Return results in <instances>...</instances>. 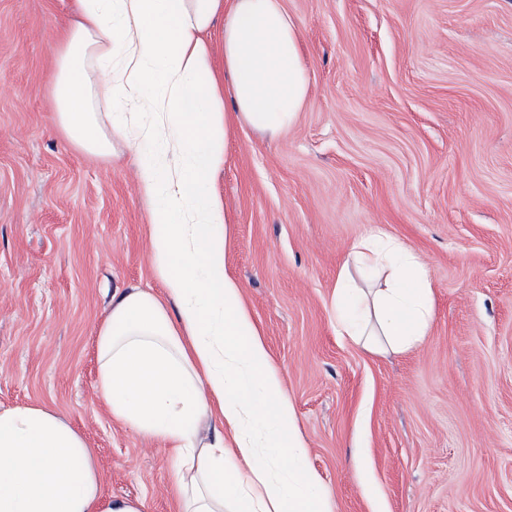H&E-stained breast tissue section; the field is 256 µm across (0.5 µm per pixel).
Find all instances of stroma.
<instances>
[{
	"mask_svg": "<svg viewBox=\"0 0 512 512\" xmlns=\"http://www.w3.org/2000/svg\"><path fill=\"white\" fill-rule=\"evenodd\" d=\"M310 82L288 133H229L214 187L228 266L335 512H512V0H285ZM72 0H0V405L86 439L107 499L174 512L163 442L112 420L94 338L115 290L156 286L139 157L92 160L54 120ZM425 263L424 343L340 333L336 275L368 225Z\"/></svg>",
	"mask_w": 512,
	"mask_h": 512,
	"instance_id": "35a3bbf8",
	"label": "stroma"
}]
</instances>
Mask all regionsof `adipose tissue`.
<instances>
[{
    "label": "adipose tissue",
    "mask_w": 512,
    "mask_h": 512,
    "mask_svg": "<svg viewBox=\"0 0 512 512\" xmlns=\"http://www.w3.org/2000/svg\"><path fill=\"white\" fill-rule=\"evenodd\" d=\"M54 45L55 123L70 146L142 153L159 289L116 291L96 336V391L113 420L166 444L180 512H335L305 463L294 405L226 264L227 218L212 177L230 127L277 135L309 96L284 0H74ZM223 20L220 46L210 33ZM341 333L379 353L420 346L434 296L420 258L369 229L334 298ZM214 429L201 439V426ZM0 512H142L103 502L91 448L55 409L0 407Z\"/></svg>",
    "instance_id": "adipose-tissue-1"
}]
</instances>
